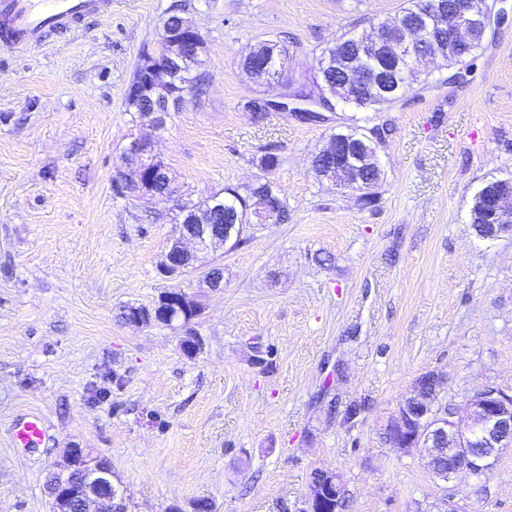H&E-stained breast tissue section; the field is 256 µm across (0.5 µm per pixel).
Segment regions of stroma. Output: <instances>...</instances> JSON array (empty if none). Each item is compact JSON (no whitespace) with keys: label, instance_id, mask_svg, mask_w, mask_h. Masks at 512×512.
<instances>
[{"label":"stroma","instance_id":"stroma-1","mask_svg":"<svg viewBox=\"0 0 512 512\" xmlns=\"http://www.w3.org/2000/svg\"><path fill=\"white\" fill-rule=\"evenodd\" d=\"M403 2L112 0L46 46H0V512H49L47 473L71 448L109 461L127 512H193L203 498L216 512H299L317 470L343 476V512H512V450L443 483L385 438L425 373L443 375L441 399L461 413L484 389H512V236L470 224L482 185L512 180V18L469 82L429 65L384 112L338 107L315 123L246 110L311 84L325 47ZM175 10L205 40L207 82L157 129L126 91ZM266 39L290 52L269 85L241 66ZM382 122L367 208L311 161L331 134ZM135 137L167 166V200L116 193ZM269 147L280 164L268 173ZM265 180L288 217L207 256L222 289L201 268L161 272L183 204ZM173 288L200 305L197 354L179 328L122 317ZM28 411L50 435L32 452L11 438Z\"/></svg>","mask_w":512,"mask_h":512}]
</instances>
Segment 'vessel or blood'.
Returning <instances> with one entry per match:
<instances>
[{"label": "vessel or blood", "mask_w": 512, "mask_h": 512, "mask_svg": "<svg viewBox=\"0 0 512 512\" xmlns=\"http://www.w3.org/2000/svg\"><path fill=\"white\" fill-rule=\"evenodd\" d=\"M111 8L112 0H0V45L40 47L53 35L74 31ZM48 437V428L38 413L21 415L13 424L15 445L37 448Z\"/></svg>", "instance_id": "vessel-or-blood-1"}]
</instances>
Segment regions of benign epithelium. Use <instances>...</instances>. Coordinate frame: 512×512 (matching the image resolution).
I'll return each mask as SVG.
<instances>
[{"mask_svg": "<svg viewBox=\"0 0 512 512\" xmlns=\"http://www.w3.org/2000/svg\"><path fill=\"white\" fill-rule=\"evenodd\" d=\"M507 12L497 14L477 9L472 0H452L446 5L433 0L431 8L409 24L399 16L391 24L370 28L369 33L357 39L353 62L336 59L337 68H346V79L336 85L335 101L354 106L361 90L373 89L381 98L399 96V84L417 62L426 57H439L458 66L467 50L482 44L492 25L500 24ZM195 53L205 49V40L198 29L188 21L168 19L154 48L143 52L137 68V82L148 93L151 108L145 120L161 129L165 125V111L171 102L168 93L175 75L184 72L189 58L187 46ZM262 54L272 59H288L274 40L261 43L248 55L253 59ZM272 107L283 112H299L320 117L317 109H333V103L314 99L296 89L280 101L257 105L260 112ZM384 139V127L376 126L361 138L340 133L331 135L324 151H336L335 173L320 177L336 185L362 192L371 198L382 174L378 146ZM137 171L149 169L161 172L155 166L156 158L148 144L133 140L126 149ZM512 215V183L495 182L484 185L475 196L471 210V224L484 239H494L503 232L512 233V224L504 216ZM243 233V225L229 222L222 226L195 224L181 227V235L174 240L161 262L163 271L174 276L197 260V256L216 245H235ZM198 303L181 289L165 292L153 307L129 310L131 321L163 325L181 324L186 336L181 340L184 351L194 354L201 349L199 339L188 330L195 318ZM444 388L441 375L429 372L415 383L400 404L397 415L386 427V438L392 447L401 451L419 448L424 453L432 473L443 482L461 472L481 475L488 471L501 453L512 447V393L501 389H487L468 401L469 422L455 420L454 408L440 403ZM51 512H114L113 503L120 499L122 490L113 481L112 469L103 459L91 458L85 448L67 450L66 466L50 473L48 484ZM346 487L340 475L319 471L312 483L301 512H323V503L333 504V512H342L346 501Z\"/></svg>", "mask_w": 512, "mask_h": 512, "instance_id": "7a95c632", "label": "benign epithelium"}]
</instances>
